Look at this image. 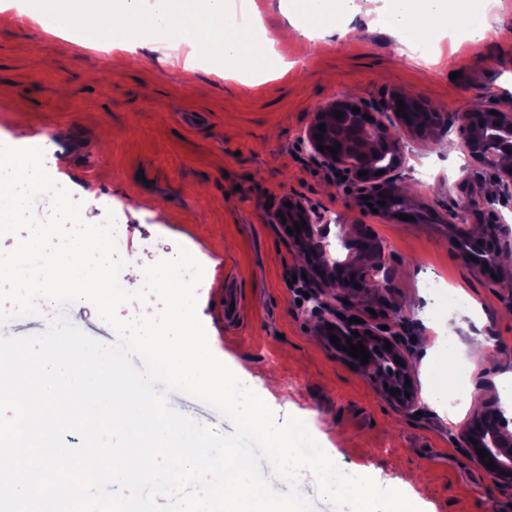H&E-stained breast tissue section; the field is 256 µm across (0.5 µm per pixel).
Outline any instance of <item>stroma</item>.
I'll return each instance as SVG.
<instances>
[{
    "label": "stroma",
    "mask_w": 512,
    "mask_h": 512,
    "mask_svg": "<svg viewBox=\"0 0 512 512\" xmlns=\"http://www.w3.org/2000/svg\"><path fill=\"white\" fill-rule=\"evenodd\" d=\"M33 0H0V140L30 139L45 168L95 223L113 221L118 246L139 266L188 250L204 267L197 313L212 352L264 395L278 419L305 421L344 470L379 484L411 476L421 512H512V486L494 483L462 448L458 423L427 395L421 339L444 322L458 341H486L485 357L449 387L464 402L501 405L512 372V283L472 269L451 245L457 183L480 176L457 132L411 136L401 175L410 204L437 222L389 221L358 201L314 162L303 141L317 107L344 99L379 112L399 93L448 115L474 104L512 109V0H497L473 25H492L475 42L449 27L437 38L453 65L427 64L396 42L381 19L388 0H361L335 45L297 35L278 45L279 78L227 77L201 63L185 83L187 48H96L92 36L60 38L24 21ZM204 114L190 127L181 116ZM304 199L337 222L331 234L385 250V288L358 295L365 321L396 324L412 367L418 411L409 413L365 377L324 336L301 302L304 256L273 207ZM439 291H429L431 281ZM240 311L227 320L226 295Z\"/></svg>",
    "instance_id": "1"
}]
</instances>
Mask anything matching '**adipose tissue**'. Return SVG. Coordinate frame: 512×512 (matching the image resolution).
I'll return each instance as SVG.
<instances>
[{
    "instance_id": "ef3b65f1",
    "label": "adipose tissue",
    "mask_w": 512,
    "mask_h": 512,
    "mask_svg": "<svg viewBox=\"0 0 512 512\" xmlns=\"http://www.w3.org/2000/svg\"><path fill=\"white\" fill-rule=\"evenodd\" d=\"M384 24L405 45H433L449 18L464 21L470 0H390ZM357 0H297L289 12L294 30L305 37L347 35L344 17ZM225 0H39L38 13L46 32L61 35L78 24L100 23L112 31V46L130 50L144 41L160 46L187 45L196 55L228 62L236 68L275 73L282 65L276 51L264 50L257 32L224 24Z\"/></svg>"
}]
</instances>
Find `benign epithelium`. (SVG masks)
<instances>
[{"instance_id":"benign-epithelium-1","label":"benign epithelium","mask_w":512,"mask_h":512,"mask_svg":"<svg viewBox=\"0 0 512 512\" xmlns=\"http://www.w3.org/2000/svg\"><path fill=\"white\" fill-rule=\"evenodd\" d=\"M403 100L404 112L398 111L397 100ZM341 112L342 118L336 119L335 112ZM418 108L408 99L399 95L392 96L383 106L380 116H371L367 120V111L353 112V106L344 100L336 99L325 103L315 114V118L306 133L309 155L312 160L334 172L338 171L345 177V183L360 197L371 195L384 202L380 206L383 215L394 218L396 214L428 219V214H416L400 202L399 169L404 159V140L402 132L412 131L408 127L407 118L403 113L416 112ZM446 123L455 127L462 135L464 145L472 157L477 159L492 176L491 184L478 181L470 186L465 181L458 182L457 187L465 191L463 205L455 214L456 224L448 225L450 239L455 242V248L470 266L479 270H498L500 268V253L512 247V226L498 223L495 213L489 214L485 224H470L468 218L480 203H489L487 195L493 194L498 198L512 196V168L503 165V159L512 155V111H497L491 114L489 109L471 111L443 119L434 114V123ZM326 127L323 138H331L340 145L335 154L318 149L316 134L317 126ZM382 175H376L378 171ZM367 172L360 177L358 173ZM292 207L283 204L272 213V222L281 223L286 219L289 227L305 221L306 227L295 232L292 239L299 240L296 247L307 257L306 272L311 279L307 312L323 319L324 325H333L325 329L326 334L346 339L358 332L365 348L370 352L369 363L361 364V359H355L360 369L379 385H388L385 392L395 388L400 393L392 398L405 410L412 412L417 408V398L413 385L406 384L405 378L411 377L408 366L404 362L397 363L395 359L404 358L401 342L397 336L396 325H388L383 330L380 325L352 323L355 317L353 301L356 296L367 288L379 287L383 284L382 277L386 276L385 254L381 247L374 246L362 250L354 243L341 240L348 250L345 259L333 257L329 241L331 219L316 208L308 206L300 198L289 197ZM476 260H471V257ZM334 281L336 293V309L344 318L336 322L324 318L329 310L327 293L322 284ZM361 288H355V285ZM390 344L391 350L384 348ZM459 435L464 447L471 451L474 459H479L473 449L479 447L489 453L495 469L488 474L497 482L512 484V430L501 411H488L478 415L471 422L459 428Z\"/></svg>"}]
</instances>
